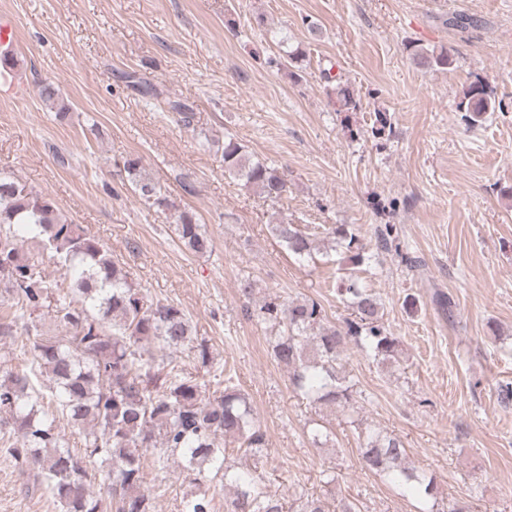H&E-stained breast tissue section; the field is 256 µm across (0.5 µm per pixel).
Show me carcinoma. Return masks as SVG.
Segmentation results:
<instances>
[{
	"instance_id": "1",
	"label": "carcinoma",
	"mask_w": 512,
	"mask_h": 512,
	"mask_svg": "<svg viewBox=\"0 0 512 512\" xmlns=\"http://www.w3.org/2000/svg\"><path fill=\"white\" fill-rule=\"evenodd\" d=\"M277 65L291 67L306 58L302 47L278 40ZM412 60L429 71H446L453 60L441 47L413 46ZM332 84L336 111L357 112L361 101L323 70ZM41 98L60 118L69 107L50 82ZM492 88L482 80L463 90L457 105L475 125L495 111ZM224 172L244 182L266 200L286 192L279 169L246 150L234 136L218 147ZM129 187L153 206L167 208L162 187L145 172L139 157L123 163ZM174 232L186 250L204 255L212 240L196 215L184 210ZM273 235L299 260L318 250L317 235L297 224H274ZM334 249L344 254L351 272L336 284V293L352 309L344 325L326 322L322 305L309 299L268 295L246 309L269 329L271 358L288 370L293 390L314 405L354 410L356 383L343 371L341 355L353 342L373 361L386 365L397 357L400 340L383 322L380 297L366 288L354 269L363 266L366 246L347 226L324 229ZM34 244L65 269L68 278L48 276L25 250ZM11 303L0 312V335L17 337V368L0 375V434L18 435L13 457L33 472L31 491L53 499L61 512H99L90 493L93 483L112 494V512H155L143 489L145 461L163 471L176 456L195 491L181 501V512H213L211 485L230 490L224 512H330L319 498H299L295 507L268 491L263 480L228 464L226 440L243 454L261 458L265 438L256 425L246 394L213 377L202 390L188 364L206 369L212 363L207 342L193 337L191 320L178 305L153 298L100 240L69 220L48 196L19 180L0 177V292ZM53 312L70 330L60 339L45 337L37 319ZM169 353L157 356L151 343ZM186 357H181V354ZM67 421L82 435L83 453L69 449L60 431ZM359 437L364 465L416 496L420 512L440 509L435 478L405 466L401 436L365 427Z\"/></svg>"
}]
</instances>
